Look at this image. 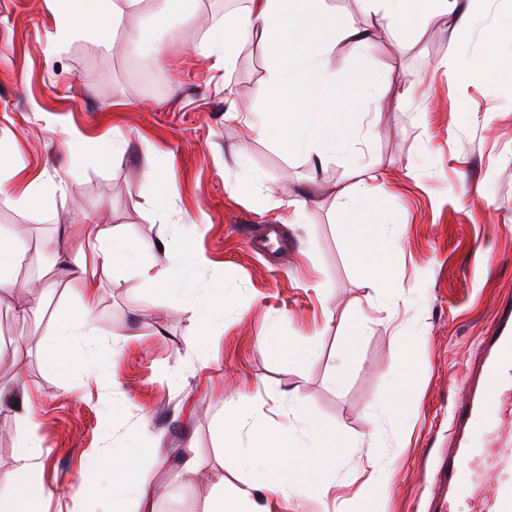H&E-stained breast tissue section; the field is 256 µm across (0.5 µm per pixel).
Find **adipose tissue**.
Segmentation results:
<instances>
[{
    "label": "adipose tissue",
    "instance_id": "1",
    "mask_svg": "<svg viewBox=\"0 0 512 512\" xmlns=\"http://www.w3.org/2000/svg\"><path fill=\"white\" fill-rule=\"evenodd\" d=\"M143 0H56L60 23L55 36L62 44L87 29L93 30L100 45L116 53L133 51L158 54L159 48L146 32L126 38L118 30L123 13L140 7ZM458 0H361L362 10L370 16L367 24L339 25L326 0H249L241 13H225L223 21L208 29L198 49L221 64L225 73L236 67L243 38L259 36L270 59L266 79L258 89L264 101L262 111L249 114L246 125L258 137L275 136L286 148L303 154L308 160L322 163L328 156L348 149L357 129L336 111V85L327 62L330 50L326 36L345 42L350 51L364 55L373 45L376 30L406 23L423 30L455 17L465 25L466 17L456 16ZM124 235L117 227L84 224L78 230L75 252H61L56 260L60 270L71 272L78 284L79 302L61 307L55 316L52 339L48 345L50 364L67 369L75 353H82L84 367L97 369L99 340L94 325L101 273L120 278L135 273L149 287H167L174 283L171 266L145 263L138 246H130L123 258H116L115 246ZM28 429L18 450L21 470L31 478L13 496L0 498V512H42L46 489L36 473L48 454L38 438L33 417H26ZM248 461L255 474V488L269 494L288 497L301 469L322 473L323 459L337 448L336 441L318 436L315 456L302 463L296 457L298 439L291 429L276 432L274 437L255 436ZM144 449L132 448L113 453L106 460L112 471V496L104 512H126L134 503L136 512H153L155 489L150 480L138 472Z\"/></svg>",
    "mask_w": 512,
    "mask_h": 512
}]
</instances>
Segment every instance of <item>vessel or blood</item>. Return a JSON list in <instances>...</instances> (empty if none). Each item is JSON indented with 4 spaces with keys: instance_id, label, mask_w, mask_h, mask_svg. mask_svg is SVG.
Returning <instances> with one entry per match:
<instances>
[{
    "instance_id": "1",
    "label": "vessel or blood",
    "mask_w": 512,
    "mask_h": 512,
    "mask_svg": "<svg viewBox=\"0 0 512 512\" xmlns=\"http://www.w3.org/2000/svg\"><path fill=\"white\" fill-rule=\"evenodd\" d=\"M461 383L465 397L451 412L454 446L434 471L423 473L421 485L436 490L437 512H454L462 497L474 502L475 512H512V433L497 442L493 481L475 482L470 469L475 437L502 392L512 390V304L499 305L495 325L482 336L480 352L467 365Z\"/></svg>"
}]
</instances>
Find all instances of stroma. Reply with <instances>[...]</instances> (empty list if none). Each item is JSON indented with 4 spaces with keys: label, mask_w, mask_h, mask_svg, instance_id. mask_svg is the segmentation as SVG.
<instances>
[{
    "label": "stroma",
    "mask_w": 512,
    "mask_h": 512,
    "mask_svg": "<svg viewBox=\"0 0 512 512\" xmlns=\"http://www.w3.org/2000/svg\"><path fill=\"white\" fill-rule=\"evenodd\" d=\"M225 3L198 0L194 12L169 15L145 0L126 12L123 33L149 31L163 49L151 62L162 87L148 92L131 74L132 55L104 50L95 33L56 44L48 0H0V151L19 163L20 184L80 171L35 212L0 194V231L25 249L17 287L0 288V476L12 477L0 497L27 479L17 451L28 410L49 451L43 483L71 488L66 499L46 497L44 512H100L112 491L101 461L129 446L159 450L160 464L144 465L171 492L154 512H206L217 491L231 496L250 482L247 467L218 453L220 422L234 410L243 438L286 424L304 457L314 454L312 430L341 443L323 460L326 482L297 484L270 512H427L420 476L448 454L461 367L499 300L512 297V73L497 64L512 51V0H478L459 34L445 22L380 30L364 62L336 45L329 67L337 85L352 87L336 108L367 135L355 154L320 167L230 117L234 105L262 110L255 88L271 60L249 38L228 79L198 52ZM468 61L488 68L465 73ZM404 74L417 85L401 100ZM152 166L170 189L162 210L144 177ZM340 187L354 198L338 199ZM293 199L306 202L296 217ZM354 208L384 225L370 245L394 272L393 287L370 288L352 255L345 226ZM191 218L197 230L172 235V224ZM81 224L120 226L145 245V260L174 262L179 287L208 304L210 323L136 275H107L94 317L98 377L54 370L45 358L52 314L73 302L77 285L58 279L41 299L42 255ZM36 303L39 319L22 318ZM355 325L365 334L353 348ZM292 345L302 356H289ZM401 356L411 361L403 372L394 368ZM403 380L409 390L395 413L380 411ZM187 447L205 475L180 486ZM384 465L394 469L385 485L372 478Z\"/></svg>",
    "instance_id": "stroma-1"
}]
</instances>
